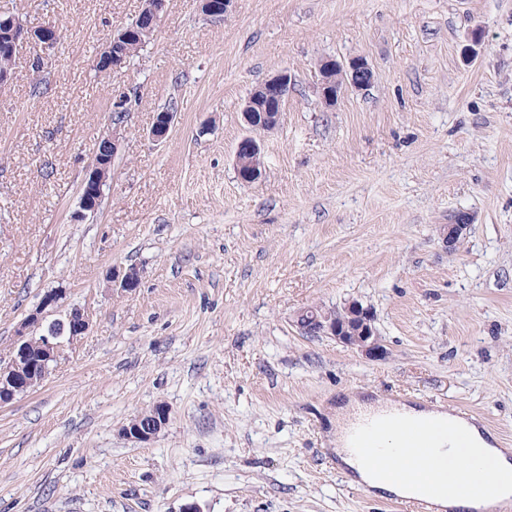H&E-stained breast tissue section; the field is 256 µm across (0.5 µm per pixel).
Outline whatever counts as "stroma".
I'll return each mask as SVG.
<instances>
[{
	"label": "stroma",
	"instance_id": "1",
	"mask_svg": "<svg viewBox=\"0 0 512 512\" xmlns=\"http://www.w3.org/2000/svg\"><path fill=\"white\" fill-rule=\"evenodd\" d=\"M142 3L13 2L61 37L38 78L20 44L0 91V360L46 293L91 326L0 407V512H401L340 466L351 395L469 411L512 449V0H233L221 20L167 0L139 58L98 73ZM324 58L374 79L326 107ZM283 69L280 124L244 180L242 104ZM122 98L112 178L74 221ZM459 211L472 224L449 251ZM115 266L138 270L133 291ZM352 299L383 359L298 330L300 311ZM158 404L155 439L121 436ZM470 223V215L460 212L454 216L451 224H444L441 233L443 246L449 251L455 250L470 227Z\"/></svg>",
	"mask_w": 512,
	"mask_h": 512
}]
</instances>
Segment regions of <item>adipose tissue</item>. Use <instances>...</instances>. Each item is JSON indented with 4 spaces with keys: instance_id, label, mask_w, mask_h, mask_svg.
<instances>
[{
    "instance_id": "adipose-tissue-1",
    "label": "adipose tissue",
    "mask_w": 512,
    "mask_h": 512,
    "mask_svg": "<svg viewBox=\"0 0 512 512\" xmlns=\"http://www.w3.org/2000/svg\"><path fill=\"white\" fill-rule=\"evenodd\" d=\"M471 438L470 447L442 449L416 474L410 471L404 452L397 446L398 434L386 432L384 441L389 452L380 460L381 467L390 475L385 482L374 480L370 471L346 454L344 448H337L336 454L357 480L379 493L400 497L415 489L432 504L435 512H469L477 505L471 492L473 481H480L488 488L512 482V452L495 447L491 436L480 429H472Z\"/></svg>"
}]
</instances>
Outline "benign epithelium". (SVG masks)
I'll list each match as a JSON object with an SVG mask.
<instances>
[{
  "label": "benign epithelium",
  "instance_id": "7a95c632",
  "mask_svg": "<svg viewBox=\"0 0 512 512\" xmlns=\"http://www.w3.org/2000/svg\"><path fill=\"white\" fill-rule=\"evenodd\" d=\"M166 0H143L139 18L133 24L113 32L105 41L97 56L100 69L105 72L117 70L126 65L123 47L129 43L134 32L139 31L148 37L155 33L161 21ZM232 0H198L199 10L207 17L222 19L229 11ZM22 41H27L33 48L32 60L42 64L48 63V51L59 41V26L54 21H47L37 28H26L18 18L13 17L0 22V43L14 49ZM321 76L319 92L325 105H336L339 97L349 89L361 90L373 79L369 64L362 58H353L347 63L334 64L326 58L320 61ZM292 75L283 69L259 85L246 99L241 110L244 125L250 135L243 137L237 144L234 159L236 167H241L242 158L249 161L247 175L255 180L262 174V143L259 135L274 131L280 121L281 110L274 109L270 102L283 104L288 98ZM174 120V113L162 112L153 121L149 131L150 138L162 142L167 138ZM123 138L122 124L112 125L104 138L103 152L96 154L88 174L85 187L80 193L79 210L76 218L85 219L97 211L99 199L91 192L102 193V187L109 180L110 159L120 149ZM471 217L466 212L454 216L452 223L443 225L441 239L443 246L452 251L458 247L470 227ZM139 272L134 267L115 268L112 270L111 282L124 291H131L137 285ZM58 298L54 293L43 296L38 307L20 324L17 342L10 360L0 365V406L10 404L15 398L27 392L35 379L21 380L24 365L22 354L29 349L40 352V377L43 380L49 373L51 365L57 361L63 348L74 343L90 329V316L80 307L68 310L62 321L66 335L60 336L50 326L44 324L46 311L57 306ZM301 334L306 336H330L336 342L360 352L368 360H378L385 355L384 346L374 326V315L370 308L352 300L347 302L341 313L334 310L323 311L306 309L296 319ZM167 408L148 417L137 416L120 429L121 435L128 441L148 443L153 440L167 424Z\"/></svg>",
  "mask_w": 512,
  "mask_h": 512
}]
</instances>
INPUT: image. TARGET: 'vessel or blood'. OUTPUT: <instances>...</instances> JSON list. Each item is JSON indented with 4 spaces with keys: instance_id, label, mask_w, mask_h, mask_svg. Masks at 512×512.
<instances>
[{
    "instance_id": "vessel-or-blood-1",
    "label": "vessel or blood",
    "mask_w": 512,
    "mask_h": 512,
    "mask_svg": "<svg viewBox=\"0 0 512 512\" xmlns=\"http://www.w3.org/2000/svg\"><path fill=\"white\" fill-rule=\"evenodd\" d=\"M470 418L459 410H450L438 417H412L405 414L400 405H389L382 412L363 413L352 417L344 436V448L348 454L372 466L378 480H386L387 474L377 463L383 454L382 434L389 429L401 436V446L413 469L439 452V437H454L458 444L468 442L466 426ZM477 512H512V491L479 489Z\"/></svg>"
}]
</instances>
